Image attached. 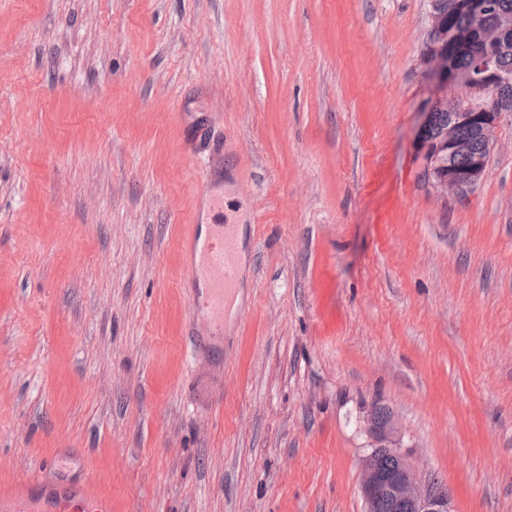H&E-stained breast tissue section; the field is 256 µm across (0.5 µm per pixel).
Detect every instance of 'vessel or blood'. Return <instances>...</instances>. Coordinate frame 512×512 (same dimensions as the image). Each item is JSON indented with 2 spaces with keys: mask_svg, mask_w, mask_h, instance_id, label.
Segmentation results:
<instances>
[{
  "mask_svg": "<svg viewBox=\"0 0 512 512\" xmlns=\"http://www.w3.org/2000/svg\"><path fill=\"white\" fill-rule=\"evenodd\" d=\"M201 198L208 206V232H192L185 239L184 278L195 293L193 308L221 326L224 308L237 291L240 276L236 227L224 216V202L215 190L224 183V168L212 166ZM0 512H112V499L92 480L65 484L36 474L18 488L0 490Z\"/></svg>",
  "mask_w": 512,
  "mask_h": 512,
  "instance_id": "obj_1",
  "label": "vessel or blood"
}]
</instances>
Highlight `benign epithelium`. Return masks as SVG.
Wrapping results in <instances>:
<instances>
[{
	"instance_id": "benign-epithelium-1",
	"label": "benign epithelium",
	"mask_w": 512,
	"mask_h": 512,
	"mask_svg": "<svg viewBox=\"0 0 512 512\" xmlns=\"http://www.w3.org/2000/svg\"><path fill=\"white\" fill-rule=\"evenodd\" d=\"M429 27L422 64L433 81V90L422 112L420 127H425L432 112L443 103L452 104L457 95H448V87L459 86L455 78L454 58L457 52L473 43V30L448 24L446 0H430ZM464 10L483 20L479 41L483 51L476 55L468 77V90L474 102L450 113V126L432 141L418 140L427 183L441 198L464 193L473 188L487 173L486 159L472 157L469 179L439 170L440 153H466L468 146L453 135V127H471L486 144H493L495 132L504 114L503 92L512 87V79L497 67V54L506 49L512 25L490 11L487 0H465ZM381 406L371 405L363 416L364 431L369 438V454L361 465V492L364 512H451L449 497L437 483H425L416 474L408 454L403 450V434L390 413L380 416ZM391 463L383 468L375 462L379 454Z\"/></svg>"
}]
</instances>
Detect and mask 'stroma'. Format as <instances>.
Listing matches in <instances>:
<instances>
[{
  "label": "stroma",
  "mask_w": 512,
  "mask_h": 512,
  "mask_svg": "<svg viewBox=\"0 0 512 512\" xmlns=\"http://www.w3.org/2000/svg\"><path fill=\"white\" fill-rule=\"evenodd\" d=\"M428 12L0 0V482L59 456L112 512H363L377 403L452 512H512V113L437 198ZM218 150L245 265L196 361L181 247Z\"/></svg>",
  "instance_id": "obj_1"
}]
</instances>
